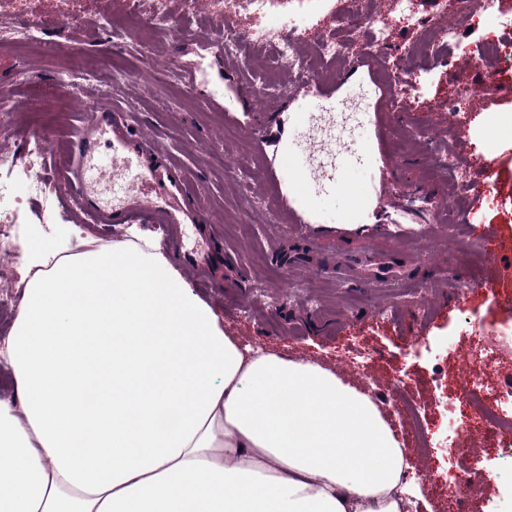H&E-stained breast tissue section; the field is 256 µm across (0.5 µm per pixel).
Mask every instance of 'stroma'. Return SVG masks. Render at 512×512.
Instances as JSON below:
<instances>
[{
  "instance_id": "obj_1",
  "label": "stroma",
  "mask_w": 512,
  "mask_h": 512,
  "mask_svg": "<svg viewBox=\"0 0 512 512\" xmlns=\"http://www.w3.org/2000/svg\"><path fill=\"white\" fill-rule=\"evenodd\" d=\"M35 6L61 19L41 51L17 43V14L0 12V102L9 111L8 124L0 126V155L18 167L30 165L28 117L40 112L50 142L44 167L51 174L67 163L86 106L105 101L128 113L135 131L151 136L182 167L190 202L206 212L208 221L197 232L207 239L214 265L207 281L188 271L183 277L217 311L225 333L244 348L315 361L361 389L369 377L387 388L398 386L432 438L424 462L439 482L471 465L488 475L483 491L463 503L414 486L421 512H512V465L494 451L474 458L459 441L442 439L448 428L442 402L458 392L459 361L482 371L487 346L497 358H512V310L499 302L512 295V79L490 85L458 58L443 56L431 64L406 56L411 34L401 27L391 53L422 77L408 111H386L366 66L353 58L308 77L281 69L272 76L278 84L272 100L261 103L250 86L266 68L265 52L246 42L240 60H227L206 41L224 26L218 4L205 0L197 14L187 15L182 0H167L175 29L145 31L142 47L128 42L113 48V63L89 69L74 89L62 92L66 63L56 45H66L76 57L90 55L140 20L130 14L129 0H112V26L89 0H36ZM279 11L309 19L301 45L306 54L329 31L358 37L345 0H282ZM187 72L196 76L193 85L183 79ZM462 86L479 94L464 117L468 133L453 147L472 185L480 183L477 164L495 171L488 186L495 200L472 211L465 232L496 256L497 278L482 281L467 253L418 233L416 214L391 210L386 220L395 233L378 246L402 260L399 278L381 283L352 277L340 256L363 247L359 232L370 223L379 175L394 176L399 193L425 188L444 195L445 185L433 178L417 141L447 137L448 102ZM352 97L359 98V111L322 134V156L336 164L329 179L314 183L304 176L293 185L277 162L256 164L254 132L264 121L282 125L281 151L301 155L308 108ZM11 207L18 223L9 254H0V345L27 281L23 244L37 238L78 255L127 232L123 224L84 223L80 235L65 236L64 226L75 222L68 207L56 200L44 212L23 181L14 186Z\"/></svg>"
}]
</instances>
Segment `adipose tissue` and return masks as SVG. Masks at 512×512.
<instances>
[{
    "mask_svg": "<svg viewBox=\"0 0 512 512\" xmlns=\"http://www.w3.org/2000/svg\"><path fill=\"white\" fill-rule=\"evenodd\" d=\"M25 253L36 273L0 348V512H402L407 456L370 397L241 348L138 229Z\"/></svg>",
    "mask_w": 512,
    "mask_h": 512,
    "instance_id": "obj_1",
    "label": "adipose tissue"
}]
</instances>
